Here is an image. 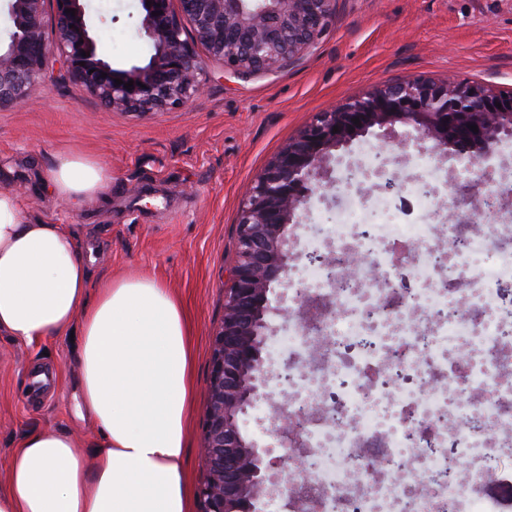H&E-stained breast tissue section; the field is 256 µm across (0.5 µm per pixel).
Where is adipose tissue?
Returning <instances> with one entry per match:
<instances>
[{
  "instance_id": "adipose-tissue-1",
  "label": "adipose tissue",
  "mask_w": 512,
  "mask_h": 512,
  "mask_svg": "<svg viewBox=\"0 0 512 512\" xmlns=\"http://www.w3.org/2000/svg\"><path fill=\"white\" fill-rule=\"evenodd\" d=\"M43 181L60 202L100 195L112 173L63 154ZM78 331L79 407L98 436L33 430L6 461L0 512H192L184 476L192 347L175 292L150 278L91 286L77 234L31 222L24 197L0 191V335L30 344Z\"/></svg>"
}]
</instances>
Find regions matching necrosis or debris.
Here are the masks:
<instances>
[{
    "mask_svg": "<svg viewBox=\"0 0 512 512\" xmlns=\"http://www.w3.org/2000/svg\"><path fill=\"white\" fill-rule=\"evenodd\" d=\"M402 243L414 250L404 267ZM329 247L337 268L354 249L373 266L353 282L313 262L296 270L336 312L278 340L295 361L288 405L311 451L289 498H313V512H512V224L464 236L401 223L383 198L348 192L308 251ZM403 277L410 288L390 309ZM318 334L333 352L312 371L303 354Z\"/></svg>",
    "mask_w": 512,
    "mask_h": 512,
    "instance_id": "4bbe7bcc",
    "label": "necrosis or debris"
}]
</instances>
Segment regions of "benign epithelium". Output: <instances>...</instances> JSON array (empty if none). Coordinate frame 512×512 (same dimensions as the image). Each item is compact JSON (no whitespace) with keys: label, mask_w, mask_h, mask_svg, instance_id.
<instances>
[{"label":"benign epithelium","mask_w":512,"mask_h":512,"mask_svg":"<svg viewBox=\"0 0 512 512\" xmlns=\"http://www.w3.org/2000/svg\"><path fill=\"white\" fill-rule=\"evenodd\" d=\"M44 2L8 0L11 30L8 41L0 44V106L26 104L54 55L70 79L115 110L149 113L184 107L204 89L197 47L237 75L271 70L313 43L336 12V0H141L139 29L153 53L144 65L115 69L98 52L97 31L84 0H53L51 40L41 24ZM129 81L133 86L128 90L124 84ZM398 125L412 128L416 141L443 162L462 157L483 162L512 138V93L452 77L380 85L319 113L255 175L237 224L236 261L224 289V318L213 340L201 512H269L273 505H299L288 502V474L274 447H257L241 426L248 409L268 398V294L290 269L288 225L311 195L331 181L332 152L376 129L393 135ZM472 125L478 132L470 130ZM472 192L469 184L455 189L473 216L466 218L457 208L446 216L464 232L484 214ZM266 419L272 435L295 434L298 424L288 413V391Z\"/></svg>","instance_id":"obj_1"}]
</instances>
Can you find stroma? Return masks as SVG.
<instances>
[{
  "mask_svg": "<svg viewBox=\"0 0 512 512\" xmlns=\"http://www.w3.org/2000/svg\"><path fill=\"white\" fill-rule=\"evenodd\" d=\"M86 12L113 67L148 61L140 0H86ZM204 70L205 90L188 107L138 114L112 110L52 61L29 104L0 107V190L21 193L40 222L74 226L88 249L91 285L147 277L181 299L193 351L185 475L194 492L206 476L212 339L224 318L238 212L254 176L316 113L382 83L452 76L512 93V0H336L333 22L291 62L247 77L215 60ZM68 152L112 171L111 188L77 209L42 180ZM379 153L397 158L408 176L421 172V149L371 135L338 151L364 169ZM341 200L338 191L315 195L298 210L288 234L295 265L304 263L313 233L334 222ZM77 354L66 336L28 346L0 335V487L7 458L30 429L66 431L86 446L95 440V427L78 414ZM37 364L53 379L34 400L27 391Z\"/></svg>",
  "mask_w": 512,
  "mask_h": 512,
  "instance_id": "35a3bbf8",
  "label": "stroma"
}]
</instances>
